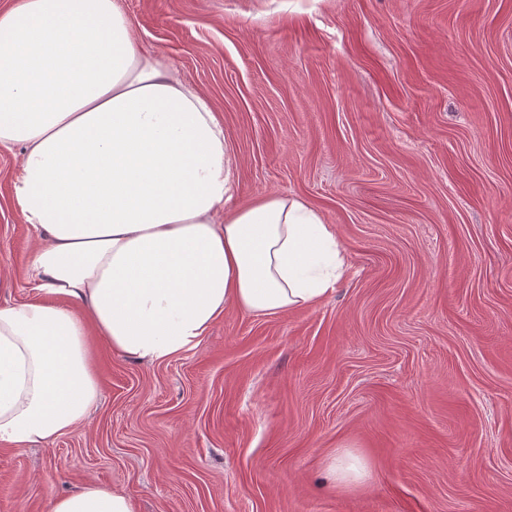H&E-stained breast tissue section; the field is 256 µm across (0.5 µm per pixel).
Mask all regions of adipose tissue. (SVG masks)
<instances>
[{"instance_id": "1", "label": "adipose tissue", "mask_w": 512, "mask_h": 512, "mask_svg": "<svg viewBox=\"0 0 512 512\" xmlns=\"http://www.w3.org/2000/svg\"><path fill=\"white\" fill-rule=\"evenodd\" d=\"M0 145L23 147L14 204L38 239L31 300L0 306V444H52L99 397L87 344L151 362L196 347L230 309L308 307L345 275L303 199L229 208L235 167L215 109L138 47L120 0L0 11ZM51 512H136L95 484Z\"/></svg>"}]
</instances>
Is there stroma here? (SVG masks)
<instances>
[{"mask_svg": "<svg viewBox=\"0 0 512 512\" xmlns=\"http://www.w3.org/2000/svg\"><path fill=\"white\" fill-rule=\"evenodd\" d=\"M138 45L213 102L232 206L304 199L348 276L232 309L164 362L89 336L99 399L0 444V512L94 483L139 512H512V0H122ZM0 146V305L36 246ZM366 465L345 490L328 466Z\"/></svg>", "mask_w": 512, "mask_h": 512, "instance_id": "35a3bbf8", "label": "stroma"}]
</instances>
